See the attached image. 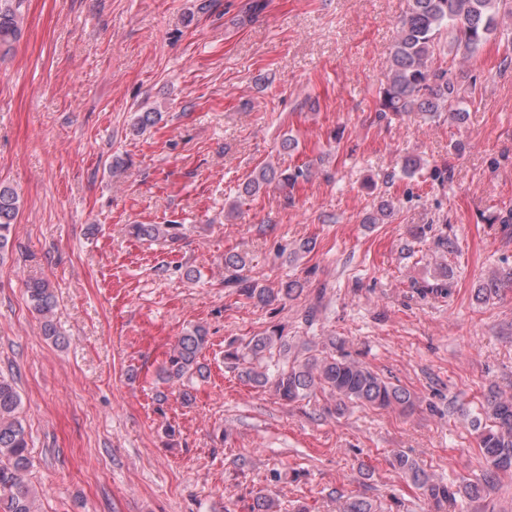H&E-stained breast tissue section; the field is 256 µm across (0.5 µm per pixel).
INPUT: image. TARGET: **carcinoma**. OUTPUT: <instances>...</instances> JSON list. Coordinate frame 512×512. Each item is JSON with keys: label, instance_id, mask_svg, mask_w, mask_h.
Segmentation results:
<instances>
[{"label": "carcinoma", "instance_id": "1", "mask_svg": "<svg viewBox=\"0 0 512 512\" xmlns=\"http://www.w3.org/2000/svg\"><path fill=\"white\" fill-rule=\"evenodd\" d=\"M21 0L0 7V49H9L20 31ZM508 7L507 0H407V8L397 23V39L391 56L386 83L378 91L379 112H427L434 116L446 112L458 124L467 118L465 101L475 94V86H465L452 76L451 66H443L442 52L450 56L473 55L497 30V14ZM159 112L153 108L137 112L133 126L143 130L157 122ZM308 171L300 168L290 173H277L263 167L246 185L251 195L263 184L278 181L292 185L305 178ZM18 198L12 189L0 185V260L8 252L16 218ZM177 224H135L138 237L168 236L178 238ZM229 272L225 283L242 295L270 305L292 297L301 289L290 281L276 291L258 286L246 273L243 256L225 258ZM512 285V267L493 275L477 289L476 297L487 301L499 288ZM32 309L42 320L46 336L61 340L52 321L55 296L42 280L30 282L27 288ZM209 336L202 326H195L178 337L168 358L160 366L157 378L163 383L185 377L204 380L208 368L201 362ZM224 359L238 370L239 377L254 387L270 388L286 403L327 393L341 402L369 403L379 407H413L411 394L400 386L383 380L377 373L345 355L329 353L322 358L294 356L288 359V340L281 330L255 336L244 345L225 351ZM22 397L13 382L0 378V512H37L36 493L26 481L31 466L30 444L20 417ZM486 414L493 425L483 428L479 449L487 464L482 483L458 486L436 481L406 455L397 456V464L410 480L423 489L434 512H445L459 498L471 502L481 498L493 476L512 470V397H496L487 401ZM276 501L257 492L248 512H277Z\"/></svg>", "mask_w": 512, "mask_h": 512}]
</instances>
